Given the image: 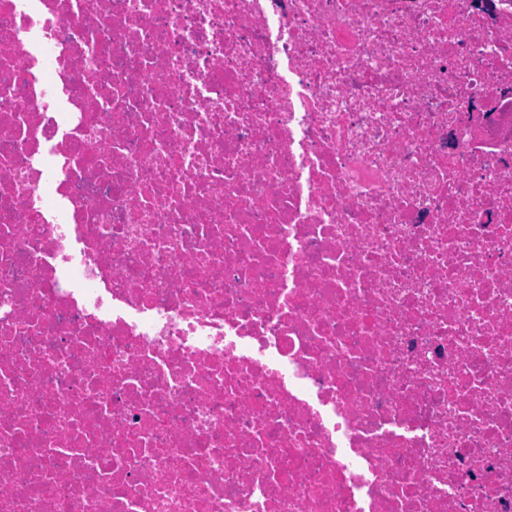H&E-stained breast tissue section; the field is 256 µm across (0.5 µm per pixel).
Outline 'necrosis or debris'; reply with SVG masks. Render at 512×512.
I'll return each instance as SVG.
<instances>
[{"instance_id": "necrosis-or-debris-1", "label": "necrosis or debris", "mask_w": 512, "mask_h": 512, "mask_svg": "<svg viewBox=\"0 0 512 512\" xmlns=\"http://www.w3.org/2000/svg\"><path fill=\"white\" fill-rule=\"evenodd\" d=\"M0 512H512V0H0Z\"/></svg>"}]
</instances>
